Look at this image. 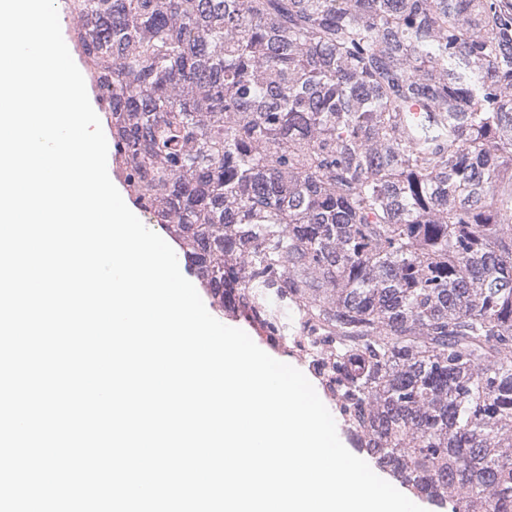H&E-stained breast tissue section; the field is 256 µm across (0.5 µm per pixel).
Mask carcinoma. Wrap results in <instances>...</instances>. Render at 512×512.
<instances>
[{"instance_id": "cac0c4a2", "label": "carcinoma", "mask_w": 512, "mask_h": 512, "mask_svg": "<svg viewBox=\"0 0 512 512\" xmlns=\"http://www.w3.org/2000/svg\"><path fill=\"white\" fill-rule=\"evenodd\" d=\"M112 166L213 304L298 317L367 458L512 512V0H66Z\"/></svg>"}]
</instances>
